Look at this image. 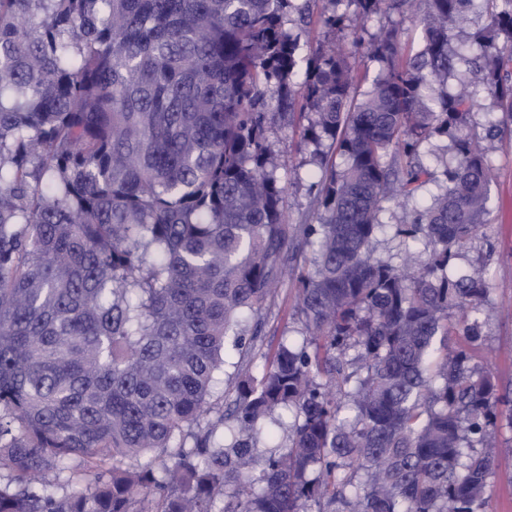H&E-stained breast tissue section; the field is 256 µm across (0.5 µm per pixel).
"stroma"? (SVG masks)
<instances>
[{"label":"stroma","mask_w":512,"mask_h":512,"mask_svg":"<svg viewBox=\"0 0 512 512\" xmlns=\"http://www.w3.org/2000/svg\"><path fill=\"white\" fill-rule=\"evenodd\" d=\"M390 26L399 29L403 46H419L423 31L418 14L383 12L364 23L370 34ZM306 124L303 118L281 121L269 133V144L278 164L277 174L287 188L283 206L293 220L312 212L310 185L319 175L320 159L327 151L326 146L304 141ZM484 145L493 162L488 236L475 238L461 251L457 264L466 272L477 268L484 271L489 291L481 314L483 339L476 357L491 358L492 374L500 394L512 398V127L500 137L486 139ZM436 191V183L431 182L417 193L413 205L387 203L383 216L386 227L378 237L377 256L385 259L394 256L399 248L394 235L396 226L407 222L413 207L428 204ZM489 242L494 245L490 251L485 248ZM294 306L293 286L283 287L265 328L268 348H276L285 337L298 344L303 342V327ZM495 437L502 453L490 480L486 512H512V427L500 424Z\"/></svg>","instance_id":"stroma-1"}]
</instances>
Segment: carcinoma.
<instances>
[{
	"label": "carcinoma",
	"instance_id": "obj_1",
	"mask_svg": "<svg viewBox=\"0 0 512 512\" xmlns=\"http://www.w3.org/2000/svg\"><path fill=\"white\" fill-rule=\"evenodd\" d=\"M316 0H0V512H484L501 398L474 362L491 164L478 92L512 124V0L456 51L474 0H421L424 37L368 41L359 100L348 21L412 0H330L305 78L285 14ZM342 158L316 223L283 208L268 134L283 111ZM373 256L384 204L437 180ZM298 268L302 344L251 373ZM239 354L228 411L211 389ZM286 409L288 447L259 423ZM229 440L215 441L219 428ZM193 446L185 447V438ZM150 457L151 464L141 463ZM349 51L351 52L350 62L361 70L367 69L369 75L367 83L362 84L358 89L352 90L351 96L357 98L360 92L365 91L369 87L370 81L376 75L378 68L375 64L369 62L364 47H354L349 43ZM472 120L476 127V131L483 135L485 128L488 127L490 122H494L500 117V113L496 110L492 100L486 96L477 99L473 106ZM485 251L484 240L479 235L467 248L460 252L456 262L463 271L472 272L482 266Z\"/></svg>",
	"mask_w": 512,
	"mask_h": 512
}]
</instances>
